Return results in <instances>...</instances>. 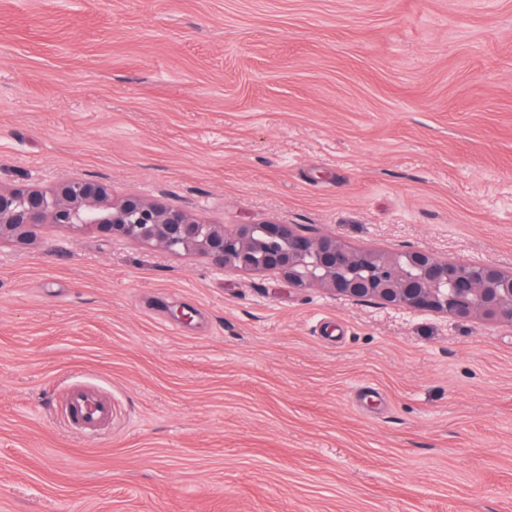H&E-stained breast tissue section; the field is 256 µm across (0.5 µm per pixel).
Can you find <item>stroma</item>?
<instances>
[{
	"mask_svg": "<svg viewBox=\"0 0 512 512\" xmlns=\"http://www.w3.org/2000/svg\"><path fill=\"white\" fill-rule=\"evenodd\" d=\"M64 178L512 271V0H0V186ZM0 512H512V325L43 225ZM111 414L112 405L104 400L94 399L79 392L71 395L67 417L72 422L75 418L80 421V424H93L109 417Z\"/></svg>",
	"mask_w": 512,
	"mask_h": 512,
	"instance_id": "35a3bbf8",
	"label": "stroma"
}]
</instances>
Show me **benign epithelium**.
<instances>
[{
    "label": "benign epithelium",
    "instance_id": "1",
    "mask_svg": "<svg viewBox=\"0 0 512 512\" xmlns=\"http://www.w3.org/2000/svg\"><path fill=\"white\" fill-rule=\"evenodd\" d=\"M44 224L198 253L221 270L274 272L298 288L318 287L346 300L512 324V272L485 262L442 259L418 248L353 250L334 235L274 220L231 229L205 224L137 193L118 196L90 179L62 180L48 190L0 188V242L26 246Z\"/></svg>",
    "mask_w": 512,
    "mask_h": 512
}]
</instances>
